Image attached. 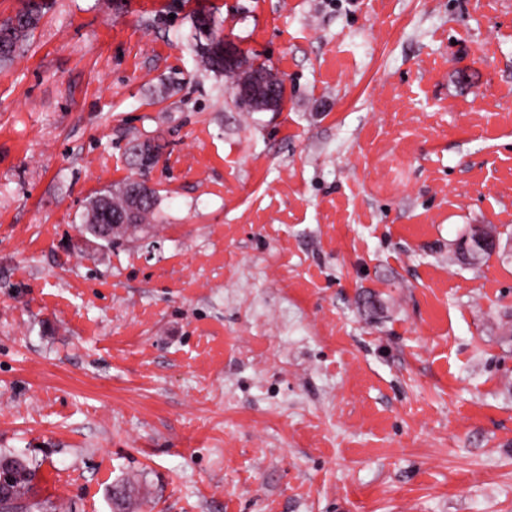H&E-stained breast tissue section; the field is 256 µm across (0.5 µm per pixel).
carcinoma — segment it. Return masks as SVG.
<instances>
[{"instance_id":"carcinoma-1","label":"carcinoma","mask_w":512,"mask_h":512,"mask_svg":"<svg viewBox=\"0 0 512 512\" xmlns=\"http://www.w3.org/2000/svg\"><path fill=\"white\" fill-rule=\"evenodd\" d=\"M44 0H27L25 7L16 14V21L0 25V65L10 63L18 52L33 38L43 18ZM197 53L203 66L217 74L226 75L240 84L244 71L241 65H224L220 50L223 37L215 30V22L200 15L193 22ZM134 163L145 174L159 158V146L149 140H134L131 146ZM135 179L129 178L100 191L85 208V230L106 245L132 238L144 228L149 216L154 214L159 191L140 184L142 195L133 194ZM0 466L8 469L12 480L0 487V512H43L41 503L30 499L29 493L36 470L27 461L0 453Z\"/></svg>"}]
</instances>
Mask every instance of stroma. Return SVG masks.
<instances>
[{
    "mask_svg": "<svg viewBox=\"0 0 512 512\" xmlns=\"http://www.w3.org/2000/svg\"><path fill=\"white\" fill-rule=\"evenodd\" d=\"M49 0L0 69V450L46 512H512V0ZM285 86L246 112L196 15ZM161 144L146 233L90 197ZM477 225L500 247L456 260Z\"/></svg>",
    "mask_w": 512,
    "mask_h": 512,
    "instance_id": "stroma-1",
    "label": "stroma"
}]
</instances>
